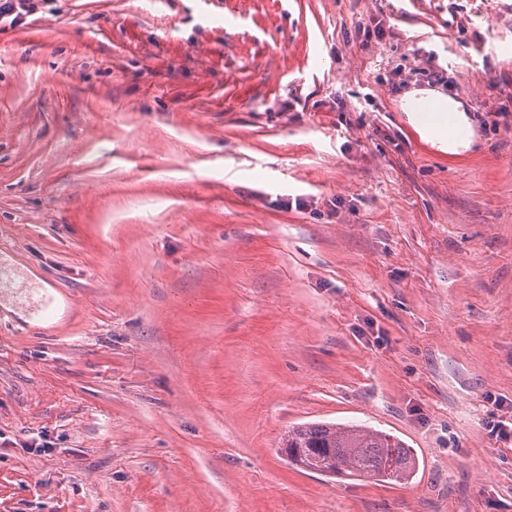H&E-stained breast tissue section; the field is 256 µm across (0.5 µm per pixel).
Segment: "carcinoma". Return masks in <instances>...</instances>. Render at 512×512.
Returning <instances> with one entry per match:
<instances>
[{"instance_id":"obj_1","label":"carcinoma","mask_w":512,"mask_h":512,"mask_svg":"<svg viewBox=\"0 0 512 512\" xmlns=\"http://www.w3.org/2000/svg\"><path fill=\"white\" fill-rule=\"evenodd\" d=\"M278 452L288 465L328 477L406 483L416 460L405 443L371 427L310 422L288 428Z\"/></svg>"}]
</instances>
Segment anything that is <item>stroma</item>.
<instances>
[{"instance_id":"stroma-1","label":"stroma","mask_w":512,"mask_h":512,"mask_svg":"<svg viewBox=\"0 0 512 512\" xmlns=\"http://www.w3.org/2000/svg\"><path fill=\"white\" fill-rule=\"evenodd\" d=\"M0 246L67 300L0 326V512H512V0H54L0 30ZM308 421L415 476L288 466ZM410 123L413 125L414 129L428 142L433 145H437L438 148L442 151L458 154L461 151H464L469 148V140H455L448 139L447 136L436 135L433 130L429 127L421 123L419 119H417L416 115L410 117ZM277 449L288 465L334 478L407 483L416 469L403 441L366 426L310 422L288 427Z\"/></svg>"}]
</instances>
